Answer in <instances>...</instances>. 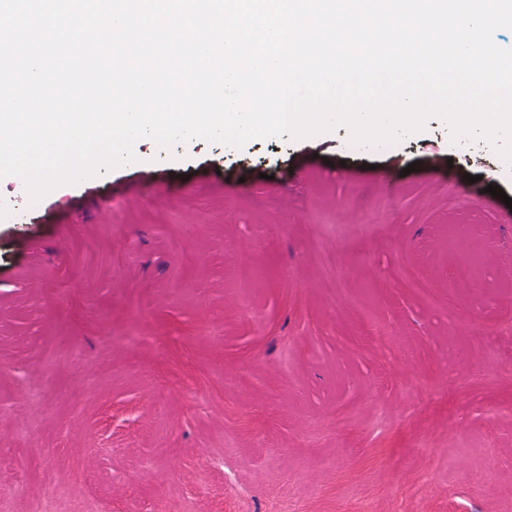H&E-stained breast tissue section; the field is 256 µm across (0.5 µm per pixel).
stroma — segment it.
Here are the masks:
<instances>
[{
	"instance_id": "obj_1",
	"label": "stroma",
	"mask_w": 512,
	"mask_h": 512,
	"mask_svg": "<svg viewBox=\"0 0 512 512\" xmlns=\"http://www.w3.org/2000/svg\"><path fill=\"white\" fill-rule=\"evenodd\" d=\"M134 152L33 205L0 179V512H512L490 145Z\"/></svg>"
}]
</instances>
